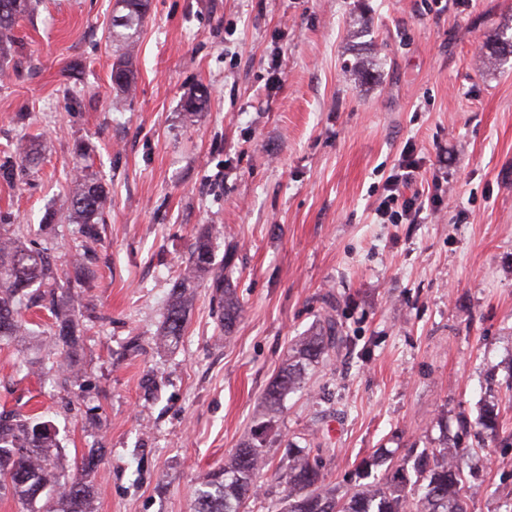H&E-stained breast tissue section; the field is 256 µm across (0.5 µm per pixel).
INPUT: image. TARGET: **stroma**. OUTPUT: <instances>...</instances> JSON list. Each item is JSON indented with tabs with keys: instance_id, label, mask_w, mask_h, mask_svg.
Instances as JSON below:
<instances>
[{
	"instance_id": "stroma-1",
	"label": "stroma",
	"mask_w": 512,
	"mask_h": 512,
	"mask_svg": "<svg viewBox=\"0 0 512 512\" xmlns=\"http://www.w3.org/2000/svg\"><path fill=\"white\" fill-rule=\"evenodd\" d=\"M113 3L40 0L0 64V155L42 144L35 173L0 181V212L65 271L77 227L40 226L46 207L79 171L112 192L80 378L30 372L54 357L47 313L30 309L28 332L0 342V411L57 427L67 458L103 449L94 512H192L331 296L352 348L288 396L269 458L327 443L342 495L377 449L446 444L468 451V512H512V56L483 62L512 33V0H152L118 111ZM201 86L206 107L184 121ZM408 143L423 159L413 191L442 210L378 223ZM204 224L224 228L215 253L233 252L245 310L224 334L199 289L181 342L155 349Z\"/></svg>"
}]
</instances>
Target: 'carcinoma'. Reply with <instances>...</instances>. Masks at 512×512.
I'll return each mask as SVG.
<instances>
[{"label": "carcinoma", "instance_id": "cac0c4a2", "mask_svg": "<svg viewBox=\"0 0 512 512\" xmlns=\"http://www.w3.org/2000/svg\"><path fill=\"white\" fill-rule=\"evenodd\" d=\"M37 0H0V58L14 47L19 20L36 10ZM151 0H115L108 38L120 45L122 55L112 65L110 79L118 98L129 96L136 86L133 54L142 26L149 16ZM207 98L199 89L183 105V119L193 121ZM21 161L6 156L0 161V178L12 182L29 176L41 157L33 141L17 147ZM109 189L94 174L83 172L70 180L61 212L45 213L42 225L61 219L78 225L83 237L70 271L60 273L47 247L27 243L15 227V218L0 213V337L26 332L24 311L48 302L47 333L58 359L51 363L78 378L80 320L87 307L75 291L88 278L94 258L91 244L98 241L99 224L109 211ZM224 228L208 225L192 238L178 265L163 321L153 343L158 348L177 345L187 329V315L201 286L210 288L221 308L220 320L229 331L241 317L244 302L232 279L224 273L233 258L229 251L223 267L216 266L213 241ZM328 311L323 324L294 339L291 353L262 395L261 410L250 435L224 460L209 470L194 493L193 512H245L257 479L267 476L285 487L279 512H468L465 495L466 454L458 448H412L400 458L386 450L365 459L359 478L348 493L339 497L323 467V449L288 447L286 457L274 466L267 457V436L285 401L305 386L308 371L330 354L346 350L351 340ZM56 429L39 418L20 412L0 414V494L9 493L21 505L20 512H93V474L99 457L94 451L64 464Z\"/></svg>", "mask_w": 512, "mask_h": 512}]
</instances>
